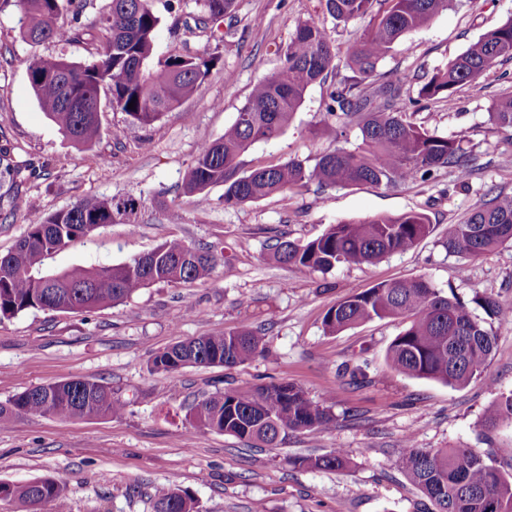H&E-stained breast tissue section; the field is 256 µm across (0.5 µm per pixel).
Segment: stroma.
<instances>
[{
	"mask_svg": "<svg viewBox=\"0 0 512 512\" xmlns=\"http://www.w3.org/2000/svg\"><path fill=\"white\" fill-rule=\"evenodd\" d=\"M110 0H89L80 23L83 40L39 45L21 36L19 0H0V148L14 151L28 171L0 174V253L26 233L28 215L70 207L86 197L134 196L143 207L136 227L109 224L49 256L44 268L108 266L145 254L177 237L209 247L211 274L192 283L153 284L125 302L93 312L28 310L0 321V403L26 389L81 378L108 386L122 413L85 419L21 415L0 427V481L25 483L53 476L67 487V512H155L154 493L172 486L189 493L199 512H421L424 498L399 466L405 438L421 448L463 446L484 455L512 442V429L490 430L482 419L512 392V325L493 324L497 345L481 375L461 387L391 368L387 348L402 330L398 319L374 320L326 333L325 312L346 295L380 282L423 277L512 308V245L474 259L449 254L443 242L485 195H512V130L488 120L492 103L512 78L502 61L456 92L416 112L414 122L463 139L473 174L459 182L441 171L398 188L372 184L309 186L291 194L225 206L212 187L207 208L196 207L182 186L197 150L223 135L254 85L279 70L278 53L296 28L313 19L336 47V68L308 88L288 129L255 144L244 167L290 160L313 166L337 146H356V132L340 137L326 118L328 95L351 78L349 49L365 24L339 22L324 0H237L220 25L224 40L197 29L196 0H170L160 9L154 56L190 51L219 61L200 91L151 125H130L102 98V137L89 149L73 146L46 117L30 87L27 62L35 56L86 61L100 31L96 20ZM512 18V0H450L425 27L409 33L377 66L379 84L407 73L417 95L486 32ZM233 73L225 83V73ZM408 212L426 214L431 231L416 247L373 264L339 265L322 273L287 267L272 258L277 235L306 242L330 225ZM242 325L260 329L264 353L231 368L187 367L174 376L150 372V355L176 342L218 336ZM367 377L350 381L339 366L356 356ZM291 382L309 398L333 395L334 420L318 430L290 434L276 448H253L235 437L192 431L191 407L224 385L249 389ZM344 448L343 471L299 469L290 460Z\"/></svg>",
	"mask_w": 512,
	"mask_h": 512,
	"instance_id": "stroma-1",
	"label": "stroma"
}]
</instances>
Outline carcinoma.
<instances>
[{"label":"carcinoma","mask_w":512,"mask_h":512,"mask_svg":"<svg viewBox=\"0 0 512 512\" xmlns=\"http://www.w3.org/2000/svg\"><path fill=\"white\" fill-rule=\"evenodd\" d=\"M201 14L196 26L208 28L224 21L236 0H197ZM28 22L22 38L40 43L77 41L79 26L64 29L54 19L64 10L80 22L87 0H20ZM448 0H325L327 13L338 21L360 19L367 24L351 46L350 67L368 78L377 64L408 33L429 24ZM161 18L154 0H110L99 18L100 48L88 62L55 58L58 74L42 75L44 59L34 58L28 78L39 106L59 132L78 148H90L101 138V96L106 85L112 106L130 124L146 126L194 96L214 66L215 57L186 53L154 60L155 37ZM282 69L258 82L234 123L221 137L203 143L185 178L184 192L198 207L210 204L209 190L224 186V204L252 202L270 195L289 196L309 183L351 186L370 183L396 187L416 179L428 180L441 169L465 182L472 174L462 140L441 136L410 120L408 106L421 102H451L457 90L475 81L500 60L512 59V19L485 33L465 52L439 68L418 91L403 98L407 77L395 82L361 86L341 83L330 91L326 116L336 119L341 135L358 130L361 143L352 149L338 146L306 167L300 162L258 164L240 173V157L252 146L279 137L290 125L309 86L324 81L336 68V48L325 27L307 20L298 24L281 48ZM133 108H128L129 103ZM489 120L512 128V92L491 106ZM140 201L134 197L89 198L48 216L35 215L15 247L0 255V321L27 310L91 312L130 298L154 283L180 285L208 276L216 256L205 247L172 238L152 251L112 266L75 265L45 273V258L78 235L106 224H136ZM428 217L409 212L330 226L306 243L279 240L273 258L283 265L328 272L338 265L373 263L387 255L414 248L430 233ZM512 243V196L496 195L481 201L461 222L448 229V253L476 258ZM473 302L494 320L504 308L486 295ZM394 318L404 328L387 351L390 366L401 373L463 386L480 375L492 359L494 332L461 300L424 279L379 283L342 298L324 317L325 331L336 333L374 319ZM265 350V338L250 326L219 336H199L154 353L151 371L176 374L189 366L232 368ZM331 399L315 402L294 383L258 385L252 389L226 386L190 409L193 426L224 433L258 446H276L288 433L317 430L333 416ZM124 405L112 390L80 378L26 389L0 403V425L20 414L63 419L116 415ZM487 428L512 427V392L501 395L484 414ZM512 453L494 448L485 456L469 448H419L406 440L400 467L428 499L431 512H512V473L499 459ZM295 466L342 471L349 457L342 448L291 460ZM63 506L65 484L38 477L24 484L0 482V500L26 505L32 499ZM155 512H197L194 499L171 487L155 492Z\"/></svg>","instance_id":"obj_1"}]
</instances>
